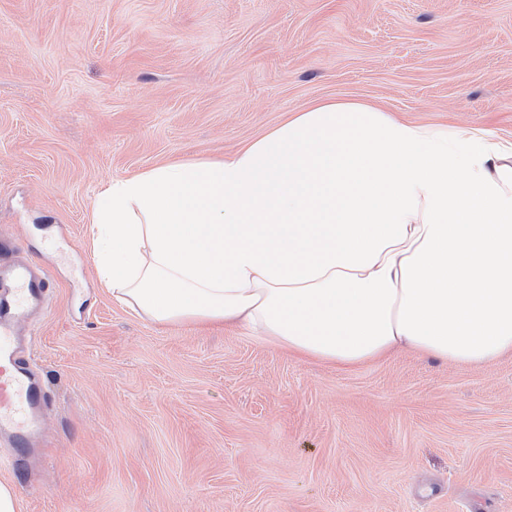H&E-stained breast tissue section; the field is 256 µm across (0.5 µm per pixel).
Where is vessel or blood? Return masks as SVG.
Wrapping results in <instances>:
<instances>
[{"label": "vessel or blood", "instance_id": "b4317fda", "mask_svg": "<svg viewBox=\"0 0 512 512\" xmlns=\"http://www.w3.org/2000/svg\"><path fill=\"white\" fill-rule=\"evenodd\" d=\"M1 281L8 291L0 294V438L17 448L12 464L29 480L32 462L46 451L42 432L49 405L35 366L17 360L24 344L17 325L21 315L42 306L50 282L45 271L16 261L0 264Z\"/></svg>", "mask_w": 512, "mask_h": 512}]
</instances>
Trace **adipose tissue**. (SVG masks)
Returning <instances> with one entry per match:
<instances>
[{
	"label": "adipose tissue",
	"mask_w": 512,
	"mask_h": 512,
	"mask_svg": "<svg viewBox=\"0 0 512 512\" xmlns=\"http://www.w3.org/2000/svg\"><path fill=\"white\" fill-rule=\"evenodd\" d=\"M102 285L159 324L258 329L302 359L512 354V141L317 100L216 160L102 185Z\"/></svg>",
	"instance_id": "obj_1"
}]
</instances>
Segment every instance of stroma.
I'll return each instance as SVG.
<instances>
[{"instance_id": "35a3bbf8", "label": "stroma", "mask_w": 512, "mask_h": 512, "mask_svg": "<svg viewBox=\"0 0 512 512\" xmlns=\"http://www.w3.org/2000/svg\"><path fill=\"white\" fill-rule=\"evenodd\" d=\"M325 98L512 140V0H0V253L52 280L19 321L52 404L21 512H512V356L339 367L100 284L103 183Z\"/></svg>"}]
</instances>
